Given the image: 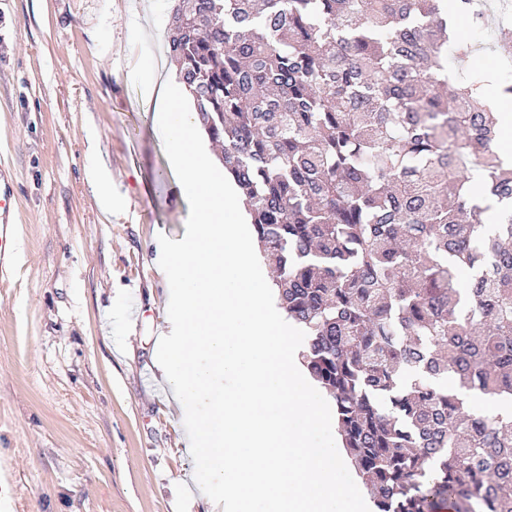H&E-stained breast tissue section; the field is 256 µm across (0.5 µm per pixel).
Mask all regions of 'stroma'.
Returning <instances> with one entry per match:
<instances>
[{"instance_id":"stroma-1","label":"stroma","mask_w":512,"mask_h":512,"mask_svg":"<svg viewBox=\"0 0 512 512\" xmlns=\"http://www.w3.org/2000/svg\"><path fill=\"white\" fill-rule=\"evenodd\" d=\"M173 0H0V171L16 189L17 262L0 274V512H212L186 430L151 363L168 318L159 236L189 205L153 105ZM112 171L121 205L86 178Z\"/></svg>"}]
</instances>
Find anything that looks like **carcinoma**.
I'll return each instance as SVG.
<instances>
[{"mask_svg":"<svg viewBox=\"0 0 512 512\" xmlns=\"http://www.w3.org/2000/svg\"><path fill=\"white\" fill-rule=\"evenodd\" d=\"M168 53L377 512H512V163L438 0H175Z\"/></svg>","mask_w":512,"mask_h":512,"instance_id":"1","label":"carcinoma"}]
</instances>
